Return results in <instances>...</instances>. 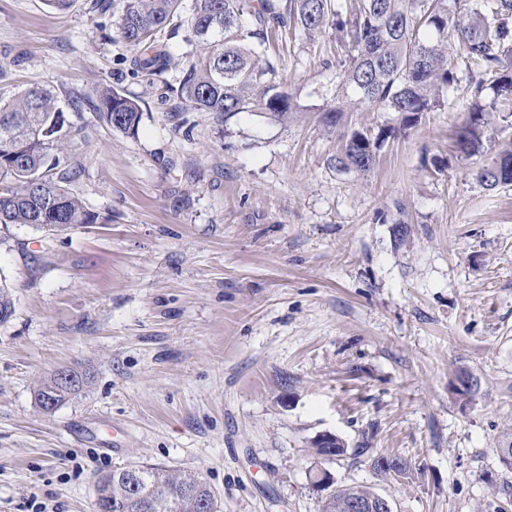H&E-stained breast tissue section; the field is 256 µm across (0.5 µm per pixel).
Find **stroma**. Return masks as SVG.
<instances>
[{
    "label": "stroma",
    "mask_w": 512,
    "mask_h": 512,
    "mask_svg": "<svg viewBox=\"0 0 512 512\" xmlns=\"http://www.w3.org/2000/svg\"><path fill=\"white\" fill-rule=\"evenodd\" d=\"M116 11L0 0V103L108 84L143 109L133 137L90 106L67 113L85 135L69 190L96 223L0 228V512H94L97 477L134 462L202 476L223 512H321L323 471L392 512H512L495 451L512 427V186L475 177L512 124L490 115L481 152H455L474 86L461 70L450 106L371 172H340L315 115L336 89L331 37L270 40L295 121H227L178 111L169 87L200 51L183 37L167 71L131 76ZM70 367L86 385L43 412L41 381ZM461 370L481 379L463 407ZM326 432L345 455L314 453ZM379 452L409 471L377 473Z\"/></svg>",
    "instance_id": "1"
}]
</instances>
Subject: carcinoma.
<instances>
[{
    "label": "carcinoma",
    "mask_w": 512,
    "mask_h": 512,
    "mask_svg": "<svg viewBox=\"0 0 512 512\" xmlns=\"http://www.w3.org/2000/svg\"><path fill=\"white\" fill-rule=\"evenodd\" d=\"M181 0H120L116 26L133 50L131 74L153 76L167 70L169 56L157 44L161 32L186 26L188 41L204 47L186 69L176 97L182 112H216L229 121L261 111L277 122L297 118L300 108L268 53L269 34L309 38L332 30L342 57L336 67L333 99L318 109V121L341 130L333 161L343 172L371 171L377 151L407 134L426 112L448 105L456 82L448 50L466 69L483 76L466 112L458 152H480L488 124L479 97L484 79L497 99L490 109L512 118V0H358L345 16L338 0H195L192 14L179 22ZM97 118L113 130L135 134L142 119L139 104L122 91L101 86L91 99ZM397 114V122L372 129L347 126L348 112L360 107ZM83 129L67 122L58 97L33 88L0 105V224L65 232L93 224L97 216L64 188L78 177L77 151ZM477 182L488 190L512 185V146L480 168ZM14 313L10 289L0 284V323ZM86 383L76 370L63 384L45 378L35 400L55 410ZM153 491V512H220L217 498L199 475H182L137 462L99 477L95 512H142L140 487ZM365 486H344L328 494L321 512H345L350 499H365Z\"/></svg>",
    "instance_id": "cac0c4a2"
}]
</instances>
